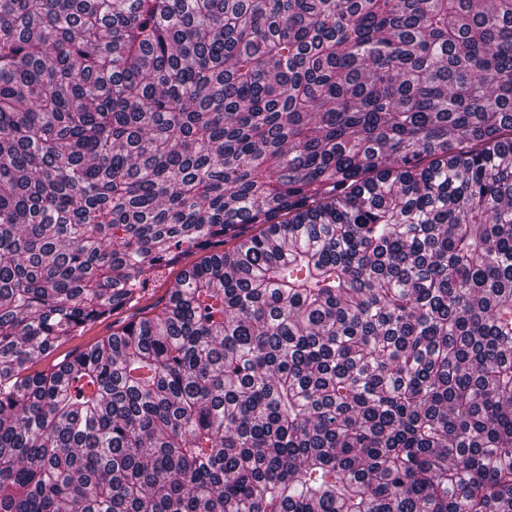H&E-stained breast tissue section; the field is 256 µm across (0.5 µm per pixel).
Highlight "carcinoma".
Here are the masks:
<instances>
[{"instance_id":"obj_1","label":"carcinoma","mask_w":512,"mask_h":512,"mask_svg":"<svg viewBox=\"0 0 512 512\" xmlns=\"http://www.w3.org/2000/svg\"><path fill=\"white\" fill-rule=\"evenodd\" d=\"M0 512H512V0H0ZM179 272L180 269H164L154 286L147 291L148 294L141 304L153 303L163 296H167L170 289L176 284ZM109 329L107 327V323L101 325H94L88 331H86L82 336H76L69 344L62 347L57 353L55 357H58V360L63 359L64 355L73 350H84L96 342H98L102 337L107 336L109 334Z\"/></svg>"}]
</instances>
